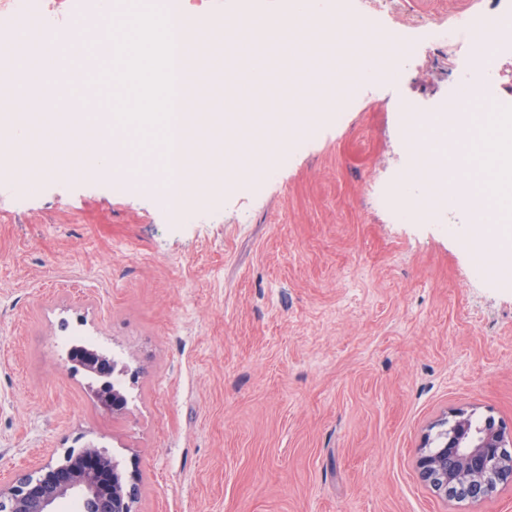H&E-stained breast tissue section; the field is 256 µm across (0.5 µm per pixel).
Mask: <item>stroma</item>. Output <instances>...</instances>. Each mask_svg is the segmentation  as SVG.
<instances>
[{
	"label": "stroma",
	"instance_id": "obj_1",
	"mask_svg": "<svg viewBox=\"0 0 512 512\" xmlns=\"http://www.w3.org/2000/svg\"><path fill=\"white\" fill-rule=\"evenodd\" d=\"M415 32L505 0H369ZM341 125L273 179L183 217L109 174L0 185V479L92 443L140 478L136 512H512V484L437 496L416 458L453 412L512 426V278L480 275L468 211L393 222L407 173L394 102L426 114L474 85L466 66L401 54ZM139 373L98 407L67 350Z\"/></svg>",
	"mask_w": 512,
	"mask_h": 512
}]
</instances>
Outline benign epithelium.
Wrapping results in <instances>:
<instances>
[{
	"instance_id": "obj_1",
	"label": "benign epithelium",
	"mask_w": 512,
	"mask_h": 512,
	"mask_svg": "<svg viewBox=\"0 0 512 512\" xmlns=\"http://www.w3.org/2000/svg\"><path fill=\"white\" fill-rule=\"evenodd\" d=\"M69 361L94 377L100 407L116 417L127 405L115 385L127 367L103 352L74 347ZM470 416L456 411L435 448H424L417 468L424 482L441 497L479 502L499 485L512 484V427L486 418L483 431L471 432ZM140 493L136 472H126L104 449L86 445L68 453L60 464L46 463L15 482L0 480V512H58L64 500L81 502L84 512H134Z\"/></svg>"
}]
</instances>
